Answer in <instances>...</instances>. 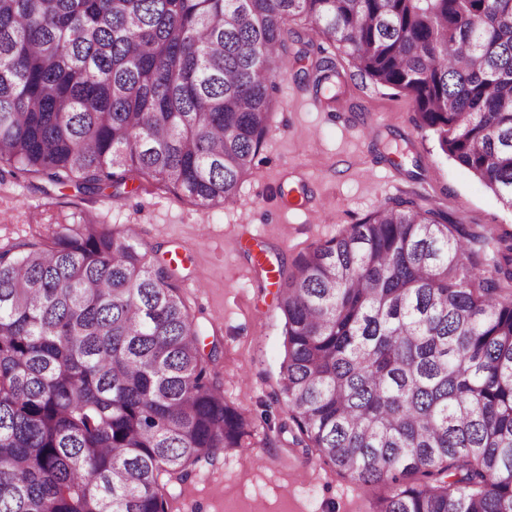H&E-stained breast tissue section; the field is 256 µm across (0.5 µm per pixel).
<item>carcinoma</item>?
Wrapping results in <instances>:
<instances>
[{"label": "carcinoma", "instance_id": "1", "mask_svg": "<svg viewBox=\"0 0 512 512\" xmlns=\"http://www.w3.org/2000/svg\"><path fill=\"white\" fill-rule=\"evenodd\" d=\"M344 47L512 210V0H0V164L201 208L253 174L288 25ZM336 76L314 65V84ZM406 190L277 270L293 440L373 512H512V234ZM129 228L0 251V512H172L252 421Z\"/></svg>", "mask_w": 512, "mask_h": 512}]
</instances>
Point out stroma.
<instances>
[{
	"label": "stroma",
	"instance_id": "1",
	"mask_svg": "<svg viewBox=\"0 0 512 512\" xmlns=\"http://www.w3.org/2000/svg\"><path fill=\"white\" fill-rule=\"evenodd\" d=\"M300 34L289 39L294 58L276 79L257 171L233 203L202 209L148 183L120 198H79L70 188L48 197L38 179L0 171V248L47 241L58 224L136 226L151 260L175 270L203 342H219L224 396L257 435L250 452H220L179 487L174 512H372L387 486L361 493L280 430L288 409L276 400L284 336L273 269L292 267L412 186L454 223L512 232V211L416 127L405 96L360 76L344 48L305 27ZM322 56L341 79L319 93L304 73Z\"/></svg>",
	"mask_w": 512,
	"mask_h": 512
}]
</instances>
